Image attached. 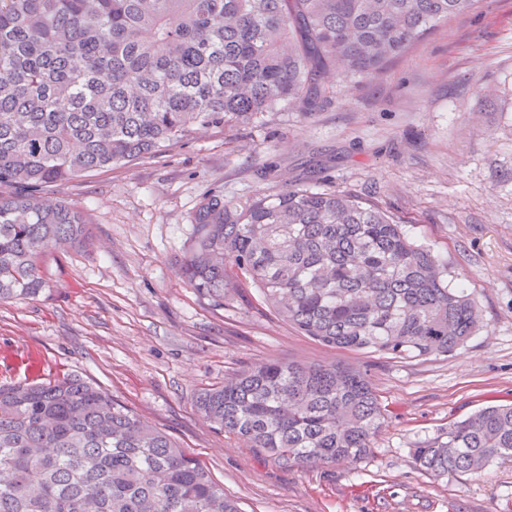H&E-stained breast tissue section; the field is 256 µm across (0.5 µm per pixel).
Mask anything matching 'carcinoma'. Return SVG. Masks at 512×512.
Returning a JSON list of instances; mask_svg holds the SVG:
<instances>
[{
	"mask_svg": "<svg viewBox=\"0 0 512 512\" xmlns=\"http://www.w3.org/2000/svg\"><path fill=\"white\" fill-rule=\"evenodd\" d=\"M482 0H0V302L48 283L49 248L89 238L51 184L157 154L201 128L332 99L327 71L380 72ZM182 267L209 304L248 283L303 335L428 360L463 346L476 306L448 262L349 193L295 188L245 201L211 191ZM197 412L279 468L373 448L386 409L367 371L260 361L200 392ZM440 476L512 460V406L453 421L414 450ZM0 512H240L165 431L68 374L0 385Z\"/></svg>",
	"mask_w": 512,
	"mask_h": 512,
	"instance_id": "cac0c4a2",
	"label": "carcinoma"
}]
</instances>
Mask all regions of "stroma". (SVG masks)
Returning a JSON list of instances; mask_svg holds the SVG:
<instances>
[{"label": "stroma", "mask_w": 512, "mask_h": 512, "mask_svg": "<svg viewBox=\"0 0 512 512\" xmlns=\"http://www.w3.org/2000/svg\"><path fill=\"white\" fill-rule=\"evenodd\" d=\"M305 113L195 131L154 157L44 193L90 220L86 247L49 251L38 297L0 302V385L75 373L193 453L241 512H512V462L437 478L414 450L449 422L512 405V0L440 22L385 69ZM310 188L378 204L461 272L478 329L430 360L334 350L240 288L215 308L181 277L204 194ZM267 359L368 370L386 409L369 455L280 469L214 429L201 389Z\"/></svg>", "instance_id": "obj_1"}]
</instances>
